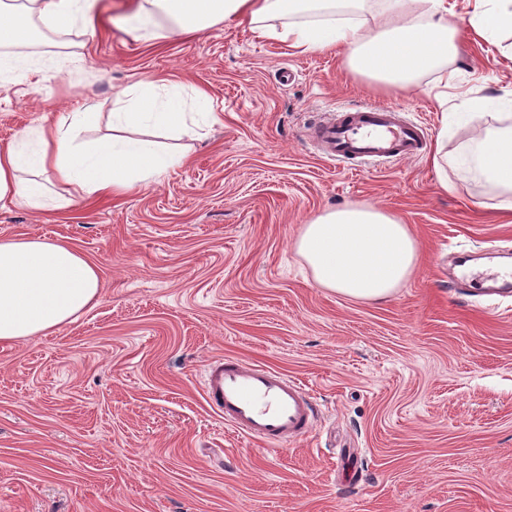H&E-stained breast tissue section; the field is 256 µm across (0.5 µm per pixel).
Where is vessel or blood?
Returning <instances> with one entry per match:
<instances>
[{
	"label": "vessel or blood",
	"mask_w": 512,
	"mask_h": 512,
	"mask_svg": "<svg viewBox=\"0 0 512 512\" xmlns=\"http://www.w3.org/2000/svg\"><path fill=\"white\" fill-rule=\"evenodd\" d=\"M399 104H370L342 108L313 127L312 137L331 159L358 164L371 160L412 159L427 148L420 126L399 119ZM467 256L456 260L460 272L452 288L484 289L504 294L512 289V271L474 273ZM204 398L225 424L245 437L266 444H284L312 433L317 408L296 381L279 370L220 357L206 367Z\"/></svg>",
	"instance_id": "vessel-or-blood-1"
}]
</instances>
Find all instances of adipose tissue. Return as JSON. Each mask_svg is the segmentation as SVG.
Returning <instances> with one entry per match:
<instances>
[{"label":"adipose tissue","mask_w":512,"mask_h":512,"mask_svg":"<svg viewBox=\"0 0 512 512\" xmlns=\"http://www.w3.org/2000/svg\"><path fill=\"white\" fill-rule=\"evenodd\" d=\"M425 19L412 16L413 0H384L375 23L332 21L335 0H134L126 34L137 40L203 32L232 20L256 25L262 36L305 53L345 47L352 73L402 91L422 74L438 73L454 48L457 29L448 0H424ZM468 24L480 38L499 42L512 30V0H467ZM98 0H0V87L41 75L53 60L26 52L34 33L59 35L95 26ZM310 12L313 23H292ZM178 84L146 83L117 91L109 114L111 133L88 136L97 113H61L53 128L27 127L0 143V203L35 211L60 210L76 200L121 194L183 165L176 140L193 138L203 120H214L208 95L194 89L183 100ZM503 97L483 96L456 112L443 127L478 128L476 137L436 153L440 176L466 162L467 175L497 192L498 209L512 223V113ZM315 282L344 297L378 302L392 297L413 276L418 244L407 225L374 205L327 211L304 225L295 243ZM96 266L73 246L40 236L0 238V342L48 335L98 303Z\"/></svg>","instance_id":"ef3b65f1"}]
</instances>
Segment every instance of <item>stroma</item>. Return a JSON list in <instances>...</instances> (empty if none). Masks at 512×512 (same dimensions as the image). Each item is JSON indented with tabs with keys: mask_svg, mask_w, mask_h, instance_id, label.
Segmentation results:
<instances>
[{
	"mask_svg": "<svg viewBox=\"0 0 512 512\" xmlns=\"http://www.w3.org/2000/svg\"><path fill=\"white\" fill-rule=\"evenodd\" d=\"M64 34L62 71L0 90V143L82 104L107 132L112 97L169 79L217 120L190 159L124 195L55 213L0 209V238L71 244L98 304L46 336L0 343V512H512V293L448 290L451 260L512 259L496 198L431 164L443 111L512 94V57L476 38L456 0L455 77L383 91L345 52H298L247 23L152 43ZM289 81H282V71ZM413 103L429 153L350 170L313 124L338 106ZM376 205L420 248L412 279L367 303L320 288L294 244L331 209ZM234 356L299 379L319 414L277 452L212 413L206 365Z\"/></svg>",
	"mask_w": 512,
	"mask_h": 512,
	"instance_id": "1",
	"label": "stroma"
}]
</instances>
